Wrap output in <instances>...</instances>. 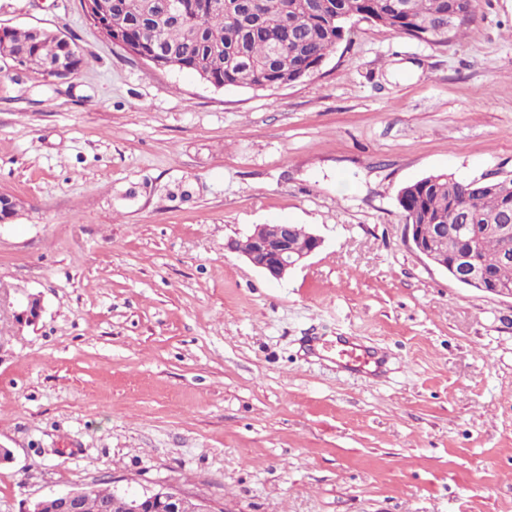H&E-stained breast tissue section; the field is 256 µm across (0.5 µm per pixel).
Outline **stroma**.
<instances>
[{
  "instance_id": "obj_1",
  "label": "stroma",
  "mask_w": 512,
  "mask_h": 512,
  "mask_svg": "<svg viewBox=\"0 0 512 512\" xmlns=\"http://www.w3.org/2000/svg\"><path fill=\"white\" fill-rule=\"evenodd\" d=\"M0 27L81 59L0 58V512L165 484L212 512H512V298L420 256L397 201L512 175V0L437 45L353 22L271 90L154 68L81 0H0ZM257 224L324 243L273 280L227 247ZM311 334L373 343L386 376ZM97 23L98 24L96 26L100 29L102 35L106 36V33H109L111 35L109 39L112 41V45L126 49L127 51H129L130 54L140 58L141 60L147 63L157 64V59L154 54H139L136 49L126 44V30L121 25L114 23L113 21L111 23L109 21L98 20ZM57 34L41 29L20 30L0 27V57L9 56L23 68L40 69L52 77L57 65L75 71L80 58L74 48H68Z\"/></svg>"
}]
</instances>
